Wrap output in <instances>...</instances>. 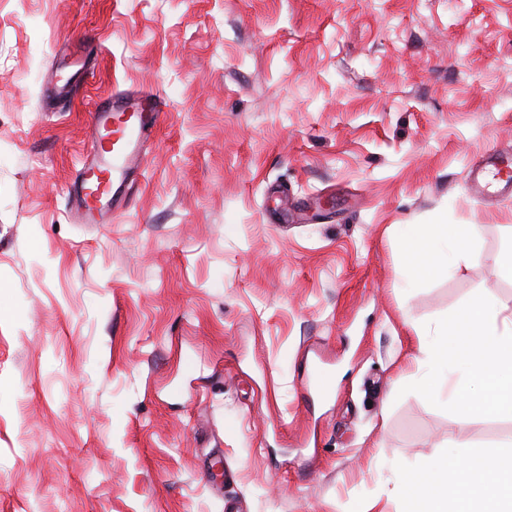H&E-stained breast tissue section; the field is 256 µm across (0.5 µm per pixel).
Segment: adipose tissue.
<instances>
[{
	"mask_svg": "<svg viewBox=\"0 0 512 512\" xmlns=\"http://www.w3.org/2000/svg\"><path fill=\"white\" fill-rule=\"evenodd\" d=\"M468 243L449 236L447 225L413 224L405 259L413 277L445 276ZM419 351L431 376L447 384L446 399L463 420L512 419V308L476 296ZM450 445L444 463L427 461L406 476L405 512H512V435L494 450L464 453L458 439Z\"/></svg>",
	"mask_w": 512,
	"mask_h": 512,
	"instance_id": "adipose-tissue-1",
	"label": "adipose tissue"
}]
</instances>
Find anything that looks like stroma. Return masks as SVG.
Masks as SVG:
<instances>
[{"label":"stroma","mask_w":512,"mask_h":512,"mask_svg":"<svg viewBox=\"0 0 512 512\" xmlns=\"http://www.w3.org/2000/svg\"><path fill=\"white\" fill-rule=\"evenodd\" d=\"M93 71L53 106L60 55ZM165 118L125 212L76 224L86 115ZM512 0H0V512H403L459 421L420 343L475 295L512 198ZM408 224L475 225L412 279ZM471 192L493 198L512 197V156L509 152L493 151L486 162L472 166L467 175Z\"/></svg>","instance_id":"obj_1"}]
</instances>
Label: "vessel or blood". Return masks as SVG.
I'll use <instances>...</instances> for the list:
<instances>
[{
	"label": "vessel or blood",
	"mask_w": 512,
	"mask_h": 512,
	"mask_svg": "<svg viewBox=\"0 0 512 512\" xmlns=\"http://www.w3.org/2000/svg\"><path fill=\"white\" fill-rule=\"evenodd\" d=\"M164 112L154 94L117 93L95 104L88 117L89 143L74 182L72 210L80 224H106L128 204L132 176L145 163L149 132ZM471 192L512 197V154L495 151L467 175Z\"/></svg>",
	"instance_id": "1"
}]
</instances>
